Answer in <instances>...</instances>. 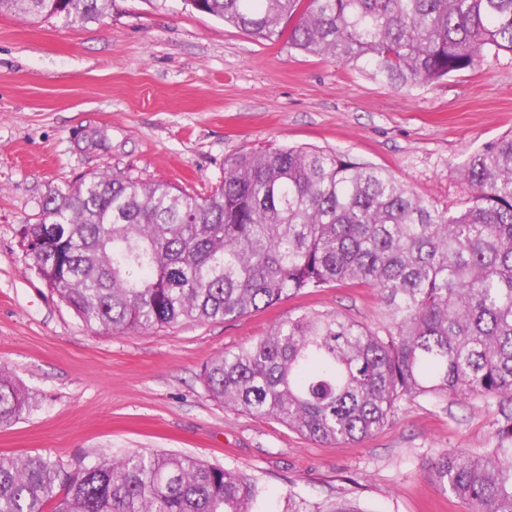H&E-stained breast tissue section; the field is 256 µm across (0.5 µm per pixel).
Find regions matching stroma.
<instances>
[{
    "label": "stroma",
    "mask_w": 512,
    "mask_h": 512,
    "mask_svg": "<svg viewBox=\"0 0 512 512\" xmlns=\"http://www.w3.org/2000/svg\"><path fill=\"white\" fill-rule=\"evenodd\" d=\"M512 131V53L429 86L395 89L361 68L260 41L185 0H113L102 22L0 13V367L33 406L0 427V454L65 465L131 450L196 456L250 475L266 512H463L432 475L438 455L491 446L481 402L404 398L377 434L312 441L212 399L203 365L288 316L377 321L371 288L328 286L223 322L105 335L36 275L22 225L50 189L112 170L208 194L224 160L277 146L333 149L388 169L451 213L461 170Z\"/></svg>",
    "instance_id": "stroma-1"
}]
</instances>
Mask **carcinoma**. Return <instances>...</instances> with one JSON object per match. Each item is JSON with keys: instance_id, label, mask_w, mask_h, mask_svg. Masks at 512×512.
Returning a JSON list of instances; mask_svg holds the SVG:
<instances>
[{"instance_id": "cac0c4a2", "label": "carcinoma", "mask_w": 512, "mask_h": 512, "mask_svg": "<svg viewBox=\"0 0 512 512\" xmlns=\"http://www.w3.org/2000/svg\"><path fill=\"white\" fill-rule=\"evenodd\" d=\"M267 42L360 67L394 87L439 81L512 52V0H185ZM112 0H0L24 19L85 26ZM470 206L439 210L387 169L334 150L273 147L224 159L206 196L121 172L45 197L26 224L32 268L108 333L224 321L326 285L367 287L383 321L302 313L226 351L210 396L320 443L383 429L405 397L497 404L489 448L432 466L464 512H512V133L461 171ZM30 397L0 368V427ZM245 474L186 454L0 455V512H252Z\"/></svg>"}]
</instances>
